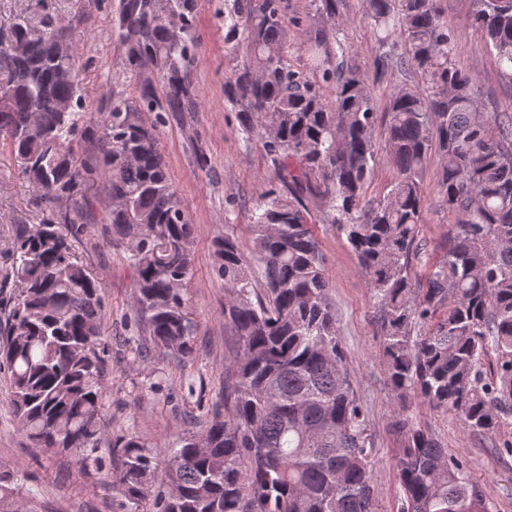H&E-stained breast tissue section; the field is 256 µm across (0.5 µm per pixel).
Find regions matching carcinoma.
Listing matches in <instances>:
<instances>
[{
	"mask_svg": "<svg viewBox=\"0 0 512 512\" xmlns=\"http://www.w3.org/2000/svg\"><path fill=\"white\" fill-rule=\"evenodd\" d=\"M306 62L292 59L284 0H229L225 40L247 61L224 84L246 139L270 161V188L252 208L251 244L231 224L213 240L236 352L224 399L160 452L122 433L102 448L108 370L103 285L76 256L86 225L18 226L0 270V376L33 448L69 454L83 473L120 488L115 512H377L365 410L329 298L314 213L342 232L381 306V352L397 399L392 429L398 512H492L466 460L413 421L411 401L455 413L472 434L512 457V113L479 105L474 75L444 66L436 90L411 86L380 107L367 73L338 38L348 0H311ZM365 0L384 52L381 77L448 57L457 31L438 0ZM470 27L512 83V0H472ZM197 0H119L117 35L138 79L134 103L101 115L98 165L107 180L112 239L128 243L134 298L149 343L143 356L195 353L184 288L193 276L194 225L161 149L169 118L196 111ZM408 41L399 53L394 37ZM44 8L0 35V142L51 203L83 182L88 116L82 64ZM155 114L146 123L142 115ZM396 178L366 198L375 174L379 113ZM453 217L448 244L424 277L422 181L427 158ZM26 476L0 464V512Z\"/></svg>",
	"mask_w": 512,
	"mask_h": 512,
	"instance_id": "cac0c4a2",
	"label": "carcinoma"
}]
</instances>
